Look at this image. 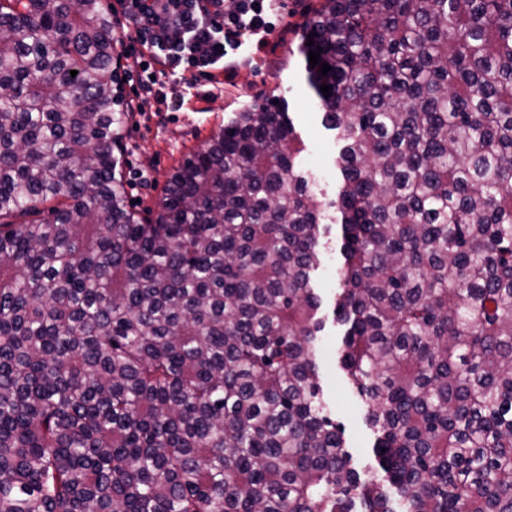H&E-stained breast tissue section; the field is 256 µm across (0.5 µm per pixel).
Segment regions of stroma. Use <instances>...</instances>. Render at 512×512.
I'll list each match as a JSON object with an SVG mask.
<instances>
[{
	"mask_svg": "<svg viewBox=\"0 0 512 512\" xmlns=\"http://www.w3.org/2000/svg\"><path fill=\"white\" fill-rule=\"evenodd\" d=\"M320 0H281L286 31L275 33L272 50L243 61L232 82L202 94L179 76H165L169 95L183 98L180 111L166 112L140 125H128L122 155L124 171L144 165L152 168L154 181L148 188L130 190L138 210L154 207L170 174L196 152L209 137L227 124L235 112L263 104L266 97L278 96L292 120L298 141L297 161L314 179L316 191L327 202V217H335L340 177L335 165L338 145L333 131L325 127L321 112L305 79L304 61L297 52L301 25ZM341 261L337 229L323 239L321 265L313 285L322 298L320 316L325 327L318 344L321 386L333 415L345 429L347 445L357 460L369 458L374 435L366 424L365 405L352 393L339 364L338 350L344 328L334 318L336 295L340 290L337 268Z\"/></svg>",
	"mask_w": 512,
	"mask_h": 512,
	"instance_id": "obj_1",
	"label": "stroma"
}]
</instances>
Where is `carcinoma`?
<instances>
[{"label": "carcinoma", "instance_id": "obj_1", "mask_svg": "<svg viewBox=\"0 0 512 512\" xmlns=\"http://www.w3.org/2000/svg\"><path fill=\"white\" fill-rule=\"evenodd\" d=\"M114 30L101 0H0V512H512V0L301 27L364 477L319 384L323 204L287 112L236 113L142 217Z\"/></svg>", "mask_w": 512, "mask_h": 512}]
</instances>
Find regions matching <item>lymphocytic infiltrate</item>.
<instances>
[{
	"label": "lymphocytic infiltrate",
	"instance_id": "1",
	"mask_svg": "<svg viewBox=\"0 0 512 512\" xmlns=\"http://www.w3.org/2000/svg\"><path fill=\"white\" fill-rule=\"evenodd\" d=\"M116 45L126 60L127 78L138 102L175 112L162 81L166 73L183 74L191 82L232 80L242 46L266 51L279 22L272 0H117Z\"/></svg>",
	"mask_w": 512,
	"mask_h": 512
}]
</instances>
